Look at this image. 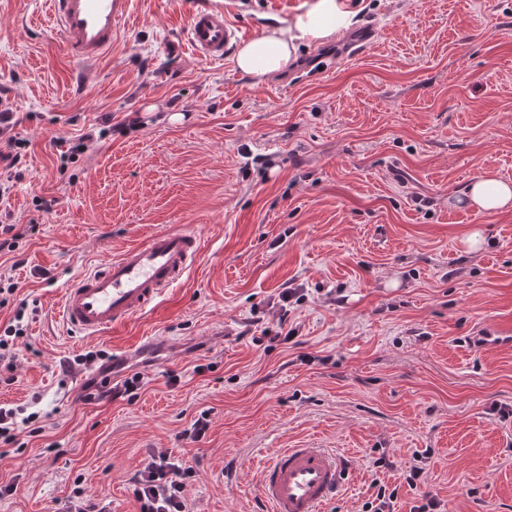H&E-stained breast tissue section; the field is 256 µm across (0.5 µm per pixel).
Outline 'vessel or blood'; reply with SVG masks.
<instances>
[{
    "instance_id": "obj_1",
    "label": "vessel or blood",
    "mask_w": 512,
    "mask_h": 512,
    "mask_svg": "<svg viewBox=\"0 0 512 512\" xmlns=\"http://www.w3.org/2000/svg\"><path fill=\"white\" fill-rule=\"evenodd\" d=\"M53 24L65 54L94 63L112 48L117 21L131 0H49ZM246 33L238 0L214 5L196 0L187 17L186 37L202 60L228 58ZM200 248L196 231H159L127 247L102 267L89 270L65 289L62 317L78 333L95 336L118 329L152 309L184 278ZM347 477L336 453L325 448H281L263 467L259 493L265 512H324Z\"/></svg>"
}]
</instances>
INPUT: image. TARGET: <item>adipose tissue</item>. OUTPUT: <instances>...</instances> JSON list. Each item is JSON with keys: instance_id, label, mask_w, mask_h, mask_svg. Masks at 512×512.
<instances>
[{"instance_id": "1", "label": "adipose tissue", "mask_w": 512, "mask_h": 512, "mask_svg": "<svg viewBox=\"0 0 512 512\" xmlns=\"http://www.w3.org/2000/svg\"><path fill=\"white\" fill-rule=\"evenodd\" d=\"M355 15L351 0H304L288 29H271L244 43L235 55V65L252 76L281 73L295 62L300 45L319 44L346 32ZM465 196L483 212L512 209V183L491 171L471 181Z\"/></svg>"}]
</instances>
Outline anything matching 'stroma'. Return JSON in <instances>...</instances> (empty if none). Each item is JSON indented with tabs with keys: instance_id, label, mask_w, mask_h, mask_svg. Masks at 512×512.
Here are the masks:
<instances>
[{
	"instance_id": "1",
	"label": "stroma",
	"mask_w": 512,
	"mask_h": 512,
	"mask_svg": "<svg viewBox=\"0 0 512 512\" xmlns=\"http://www.w3.org/2000/svg\"><path fill=\"white\" fill-rule=\"evenodd\" d=\"M192 3L132 0L84 84L48 0H0V106L24 170L0 220L37 227L0 254L28 325L0 405L34 417L0 444L17 487L0 512H53L77 487L138 512L153 451L196 462L188 512H262L263 464L307 445L348 468L327 512H363L380 483L395 512L427 492L445 512H512V346L470 343L512 327V210L461 201L485 171L512 181V0H360L370 49L349 54L347 32L261 78L193 55ZM186 227L199 255L154 309L99 336L63 321L77 276ZM287 288L301 300L283 322ZM153 336L114 374L141 373L134 393L83 401L98 366L79 355Z\"/></svg>"
}]
</instances>
